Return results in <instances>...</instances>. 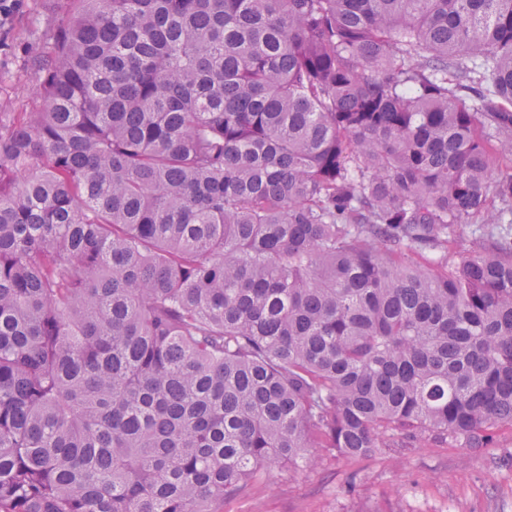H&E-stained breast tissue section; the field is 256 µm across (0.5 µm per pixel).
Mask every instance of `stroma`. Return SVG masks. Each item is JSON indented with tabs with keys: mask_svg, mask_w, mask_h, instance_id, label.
Returning a JSON list of instances; mask_svg holds the SVG:
<instances>
[{
	"mask_svg": "<svg viewBox=\"0 0 512 512\" xmlns=\"http://www.w3.org/2000/svg\"><path fill=\"white\" fill-rule=\"evenodd\" d=\"M73 0H24L0 28V99L22 115L44 105L37 55L52 54ZM314 461L269 465L250 490L218 512H512V428L486 448L431 443L405 454L343 459L313 449Z\"/></svg>",
	"mask_w": 512,
	"mask_h": 512,
	"instance_id": "35a3bbf8",
	"label": "stroma"
}]
</instances>
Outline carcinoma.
I'll return each mask as SVG.
<instances>
[{
  "instance_id": "1",
  "label": "carcinoma",
  "mask_w": 512,
  "mask_h": 512,
  "mask_svg": "<svg viewBox=\"0 0 512 512\" xmlns=\"http://www.w3.org/2000/svg\"><path fill=\"white\" fill-rule=\"evenodd\" d=\"M75 2L0 118V512L512 426V0Z\"/></svg>"
}]
</instances>
